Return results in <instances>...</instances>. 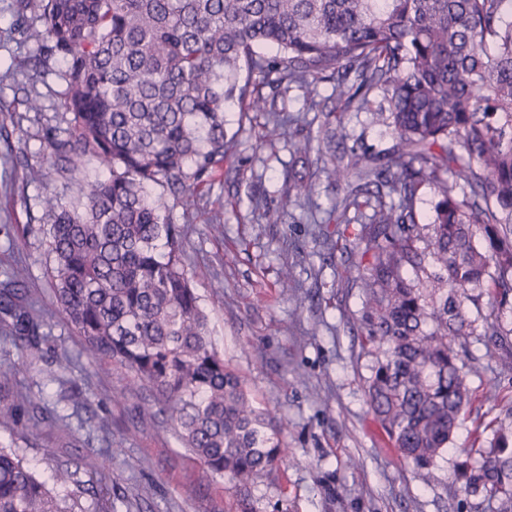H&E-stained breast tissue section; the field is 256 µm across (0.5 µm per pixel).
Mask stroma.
Here are the masks:
<instances>
[{"label":"stroma","instance_id":"stroma-1","mask_svg":"<svg viewBox=\"0 0 512 512\" xmlns=\"http://www.w3.org/2000/svg\"><path fill=\"white\" fill-rule=\"evenodd\" d=\"M12 3L0 0V280L17 273L43 341L40 358L29 361L0 332V367L14 372L0 382V413L15 416L0 422V447L19 449L46 477L73 471L64 491L78 495L84 512H238L227 478L203 476L165 419L144 417L150 392L88 355L56 306L38 231L42 200L71 196L101 169L91 162L63 170L46 155L45 130L63 111L60 64L50 61L37 86L41 111H27L20 88L39 56L15 34ZM225 118L230 154L202 186L198 206H174L172 216L215 349L253 404L284 423L285 451L253 491L256 512H496L497 501L462 490L454 465L490 440L478 426L512 423V371L470 342L461 366L474 395L434 481L423 485L365 402L374 356L357 333L362 290L348 271L371 261L356 245L359 224L329 225L333 243L325 245L315 222L334 197L325 179L311 202H285L288 140L270 137L263 116L238 105ZM342 133L337 148L372 155L396 143L373 112L353 107L342 111ZM253 195L272 208L287 205L286 223H266ZM90 453L96 464L88 469L82 460Z\"/></svg>","mask_w":512,"mask_h":512}]
</instances>
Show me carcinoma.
Instances as JSON below:
<instances>
[{"instance_id": "carcinoma-1", "label": "carcinoma", "mask_w": 512, "mask_h": 512, "mask_svg": "<svg viewBox=\"0 0 512 512\" xmlns=\"http://www.w3.org/2000/svg\"><path fill=\"white\" fill-rule=\"evenodd\" d=\"M21 33L62 67L70 117L48 128L61 166L95 161L107 175L76 195L48 193L39 232L55 302L85 350L148 388L205 473L228 478L250 504L283 452V423L252 404L213 349L208 315L184 264L183 232L158 185L183 206L224 163V112L236 103L288 135L305 174L288 171L286 197L316 178L341 187L324 224L349 211L371 254L359 331L375 357L366 403L399 455L425 482L448 451L471 389L455 345L479 334L489 348L512 336L495 312L464 306L484 289L512 305V0H15ZM333 84L318 98L317 85ZM297 84L322 114L317 136L288 130L276 94ZM271 93L263 95L261 88ZM391 128L393 150L325 157L336 104L368 110ZM434 188L431 220L415 203ZM371 214H366V211ZM482 231L484 246L473 243ZM0 326L18 349L41 345L33 302L0 282ZM478 458L457 464L469 493L512 512V425ZM0 512H82L57 495L15 449L0 448Z\"/></svg>"}]
</instances>
